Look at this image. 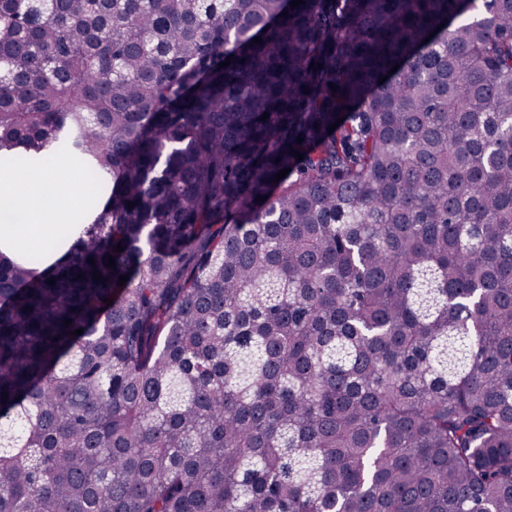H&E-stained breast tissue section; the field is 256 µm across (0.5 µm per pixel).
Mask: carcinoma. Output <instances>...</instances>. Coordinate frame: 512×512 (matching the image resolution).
Here are the masks:
<instances>
[{
	"instance_id": "cac0c4a2",
	"label": "carcinoma",
	"mask_w": 512,
	"mask_h": 512,
	"mask_svg": "<svg viewBox=\"0 0 512 512\" xmlns=\"http://www.w3.org/2000/svg\"><path fill=\"white\" fill-rule=\"evenodd\" d=\"M290 2L0 0V512H512V0ZM61 164L32 172H16L0 179V241L9 240L16 245L34 249L33 259L41 262L44 257L56 258L58 245L74 239L84 224L64 219L63 209L76 210L89 220L84 205L91 197H99L101 190L89 193L77 201L79 181L66 182L60 174ZM46 192V195L43 193Z\"/></svg>"
}]
</instances>
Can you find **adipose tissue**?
Segmentation results:
<instances>
[{"label":"adipose tissue","instance_id":"adipose-tissue-1","mask_svg":"<svg viewBox=\"0 0 512 512\" xmlns=\"http://www.w3.org/2000/svg\"><path fill=\"white\" fill-rule=\"evenodd\" d=\"M78 182L65 181L59 165L17 172L0 179V241L33 250L35 261L56 258L60 242L75 238L80 223L59 224L63 209H74Z\"/></svg>","mask_w":512,"mask_h":512}]
</instances>
